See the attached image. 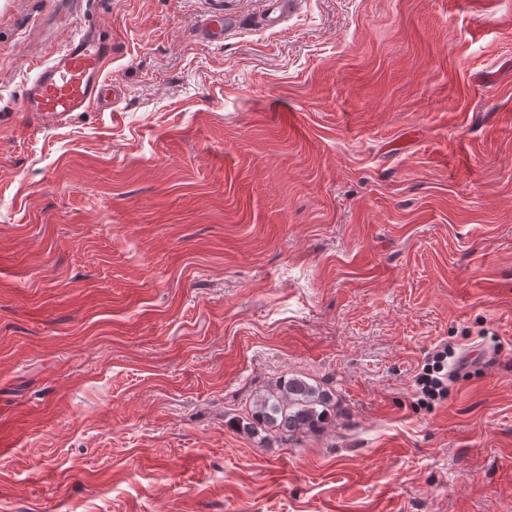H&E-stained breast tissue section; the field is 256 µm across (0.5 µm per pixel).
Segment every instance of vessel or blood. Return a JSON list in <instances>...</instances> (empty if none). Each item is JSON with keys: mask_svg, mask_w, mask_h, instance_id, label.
I'll return each instance as SVG.
<instances>
[{"mask_svg": "<svg viewBox=\"0 0 512 512\" xmlns=\"http://www.w3.org/2000/svg\"><path fill=\"white\" fill-rule=\"evenodd\" d=\"M299 0H264V19L277 25L292 14ZM234 24L233 19L213 15L199 29L203 40L219 41ZM112 45L85 29L64 47L50 49L32 60L20 109L47 120L61 122L72 113L108 109L121 97L112 83L109 68Z\"/></svg>", "mask_w": 512, "mask_h": 512, "instance_id": "b4317fda", "label": "vessel or blood"}]
</instances>
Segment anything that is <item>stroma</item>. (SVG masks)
<instances>
[{
    "mask_svg": "<svg viewBox=\"0 0 512 512\" xmlns=\"http://www.w3.org/2000/svg\"><path fill=\"white\" fill-rule=\"evenodd\" d=\"M263 9L0 0V512H512V0ZM88 27L115 111H20ZM296 375L332 424L238 430ZM264 20L268 24H280L288 15L292 14L298 4V0H264ZM233 25H235V20L232 18L224 19V16L212 15L202 24L199 29V34L205 41L223 40L224 32ZM454 353L448 348H444L442 351H438L433 357V363L431 367H427L426 371L419 375L417 378V385L419 386L420 393L430 399L434 400L437 397L442 398L448 391V386L444 383V377L448 375V381L454 379L455 372L448 371L442 373L445 369V361L447 362L448 357H453ZM440 374V376L434 375Z\"/></svg>",
    "mask_w": 512,
    "mask_h": 512,
    "instance_id": "obj_1",
    "label": "stroma"
}]
</instances>
